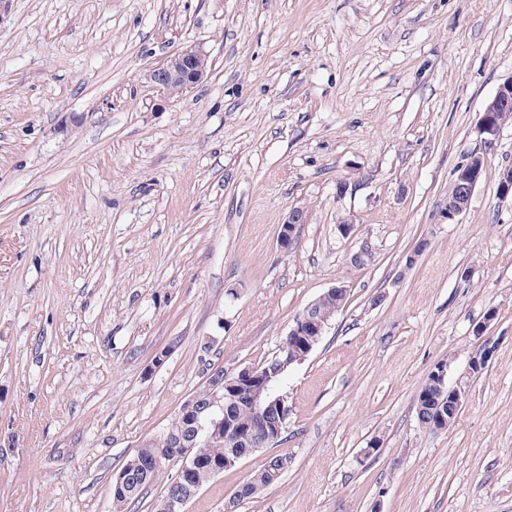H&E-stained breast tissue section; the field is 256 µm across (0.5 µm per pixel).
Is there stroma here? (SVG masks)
Returning a JSON list of instances; mask_svg holds the SVG:
<instances>
[{
  "instance_id": "35a3bbf8",
  "label": "stroma",
  "mask_w": 512,
  "mask_h": 512,
  "mask_svg": "<svg viewBox=\"0 0 512 512\" xmlns=\"http://www.w3.org/2000/svg\"><path fill=\"white\" fill-rule=\"evenodd\" d=\"M189 44L207 80L160 92L150 69ZM510 77L512 0H10L0 512H112L123 464L210 372L273 357L338 284L281 444L187 512H224L284 453L238 512H512V123L489 144L479 128ZM473 153L470 205L441 222ZM484 320L494 354L470 376ZM442 361L466 398L429 431L418 395ZM290 462L291 458L288 456V454L277 455L272 457L269 460L268 464L262 470L253 473L239 487V489L235 492L233 497L229 500L230 508H237L241 502L256 497L262 490L277 482L279 478H273L271 476L270 471H272L273 468L283 466L285 467L286 470ZM269 467H271L272 470H270Z\"/></svg>"
}]
</instances>
